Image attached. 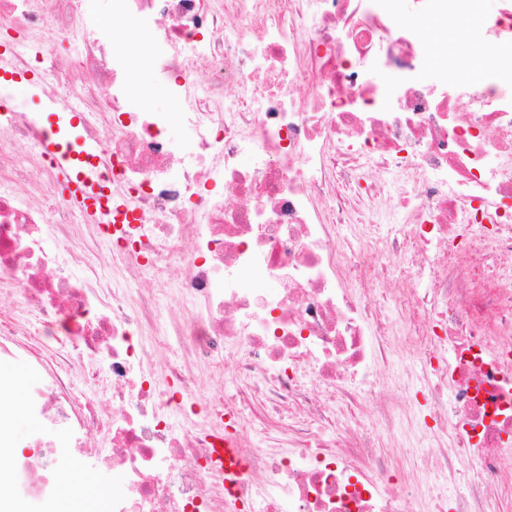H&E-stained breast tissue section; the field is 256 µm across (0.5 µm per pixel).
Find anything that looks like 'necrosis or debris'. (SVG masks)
<instances>
[{"instance_id":"4bbe7bcc","label":"necrosis or debris","mask_w":512,"mask_h":512,"mask_svg":"<svg viewBox=\"0 0 512 512\" xmlns=\"http://www.w3.org/2000/svg\"><path fill=\"white\" fill-rule=\"evenodd\" d=\"M398 0H0V64L37 74L102 147L112 221L95 244L24 101L0 109V486L50 512L64 477L112 484L93 512H495L512 499V77L434 61ZM147 32L142 55L132 29ZM437 70V83L425 78ZM384 82H376L378 73ZM164 88L156 109L141 76ZM193 134L171 136L174 123ZM411 283L390 321L371 283ZM183 262L185 274L168 270ZM179 300V318L159 303ZM412 327L421 400L381 397ZM180 355L148 370L160 345ZM223 380L198 397L196 365ZM257 400L284 448L214 459ZM53 437L18 438L14 420ZM434 482L398 494L386 450ZM216 460L225 466L224 471L230 474L234 479H238L245 469L241 461L238 449L234 448L231 440L224 441V448H217Z\"/></svg>"}]
</instances>
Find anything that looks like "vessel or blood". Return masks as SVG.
Masks as SVG:
<instances>
[{"instance_id": "vessel-or-blood-1", "label": "vessel or blood", "mask_w": 512, "mask_h": 512, "mask_svg": "<svg viewBox=\"0 0 512 512\" xmlns=\"http://www.w3.org/2000/svg\"><path fill=\"white\" fill-rule=\"evenodd\" d=\"M57 123L45 143V150L51 156L55 167L65 173L64 194L79 198L85 213L101 221H108L110 209L104 207L98 195L99 174L90 162L100 152V146L93 141L72 137L75 129L76 112L57 109ZM216 459L232 477H240L245 469L237 448L232 441H225L217 452Z\"/></svg>"}]
</instances>
